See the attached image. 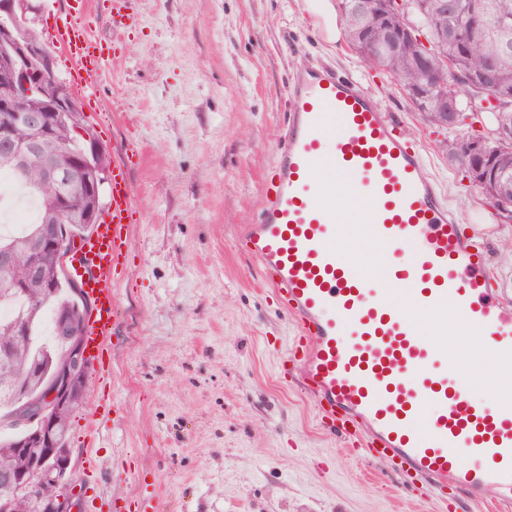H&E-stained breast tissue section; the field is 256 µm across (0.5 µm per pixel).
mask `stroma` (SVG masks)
Here are the masks:
<instances>
[{
	"label": "stroma",
	"mask_w": 512,
	"mask_h": 512,
	"mask_svg": "<svg viewBox=\"0 0 512 512\" xmlns=\"http://www.w3.org/2000/svg\"><path fill=\"white\" fill-rule=\"evenodd\" d=\"M135 27L112 25V0L83 6L108 61L90 124L104 148L142 151L141 205L122 326L87 379L68 441L77 479L100 512L131 500L154 512H496L495 493L442 501L419 480L352 447L299 388L285 361L293 329L255 264L237 251L283 139L287 90L307 66L357 78L424 157L463 225L494 228L493 274L512 296V222L448 157L472 135L419 119L392 74L353 50L337 0H132ZM115 411L90 420L98 404Z\"/></svg>",
	"instance_id": "1"
}]
</instances>
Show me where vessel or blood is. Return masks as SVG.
<instances>
[{
	"label": "vessel or blood",
	"instance_id": "obj_1",
	"mask_svg": "<svg viewBox=\"0 0 512 512\" xmlns=\"http://www.w3.org/2000/svg\"><path fill=\"white\" fill-rule=\"evenodd\" d=\"M62 48L83 103L96 101L106 56L73 12L47 33ZM286 134L254 223L238 228L236 248L263 274L302 351L303 377L320 418L372 457L391 460L431 490L479 499L495 488L512 506V300L501 295L486 243L452 207L419 151L352 78L310 67L288 86ZM133 156L112 161L110 201L84 244L83 273L94 301L86 348L96 376L119 324L117 275L131 249L138 211ZM360 184L358 223L387 261L374 274L337 248V191ZM439 324L420 336L413 315ZM483 337L501 396L466 390L467 368L449 358L447 337Z\"/></svg>",
	"mask_w": 512,
	"mask_h": 512
}]
</instances>
